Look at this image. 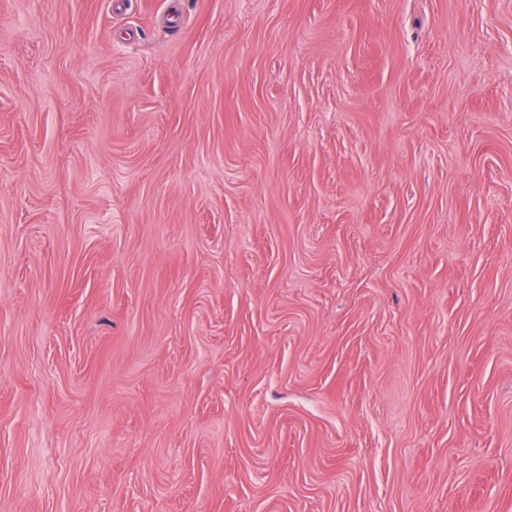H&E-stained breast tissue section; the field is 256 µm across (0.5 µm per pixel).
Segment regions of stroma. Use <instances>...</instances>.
Returning <instances> with one entry per match:
<instances>
[{"mask_svg": "<svg viewBox=\"0 0 512 512\" xmlns=\"http://www.w3.org/2000/svg\"><path fill=\"white\" fill-rule=\"evenodd\" d=\"M0 512H512V0H0Z\"/></svg>", "mask_w": 512, "mask_h": 512, "instance_id": "stroma-1", "label": "stroma"}]
</instances>
